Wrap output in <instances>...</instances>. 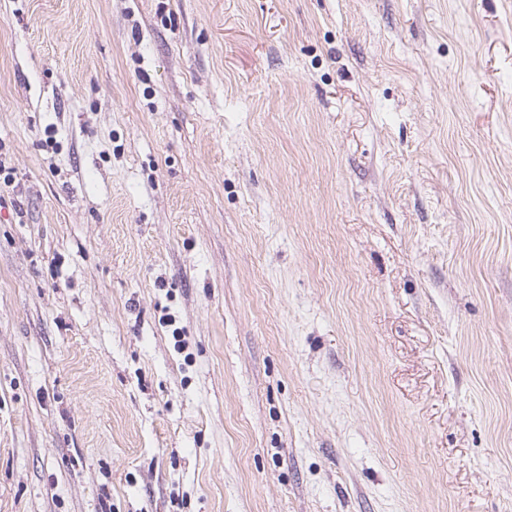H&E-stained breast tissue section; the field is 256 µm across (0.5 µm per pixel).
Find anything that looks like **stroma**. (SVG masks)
<instances>
[{
  "instance_id": "35a3bbf8",
  "label": "stroma",
  "mask_w": 512,
  "mask_h": 512,
  "mask_svg": "<svg viewBox=\"0 0 512 512\" xmlns=\"http://www.w3.org/2000/svg\"><path fill=\"white\" fill-rule=\"evenodd\" d=\"M0 512H512V0H0Z\"/></svg>"
}]
</instances>
